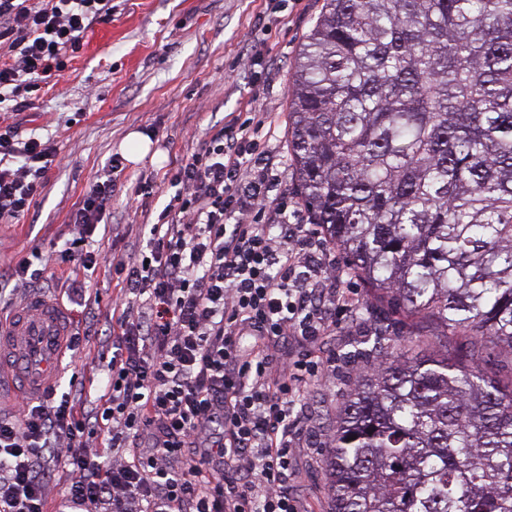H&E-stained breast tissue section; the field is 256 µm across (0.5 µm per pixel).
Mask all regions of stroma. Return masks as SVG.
I'll use <instances>...</instances> for the list:
<instances>
[{
  "mask_svg": "<svg viewBox=\"0 0 512 512\" xmlns=\"http://www.w3.org/2000/svg\"><path fill=\"white\" fill-rule=\"evenodd\" d=\"M322 7L323 0H112L111 19L84 33L81 50L66 55L60 75L32 92V107L0 112V124L17 127L21 137L51 141L57 150L29 211L0 222L1 283L20 256L42 255L36 286L1 290L0 311L14 313L33 296L64 299L72 326L90 342L60 375L59 392L68 391L71 376L98 377L100 355L112 348L120 274L109 267L84 270L58 252L73 213L110 159L121 155L129 132L147 136L159 156L126 164L94 235L101 252L129 255L131 241L143 237L169 201L154 195L131 209L127 192L169 181L176 161L204 149L232 114L264 120L260 135L278 179L275 191L288 200L289 223H306L293 189L288 103L294 62ZM75 283L84 297L69 296ZM333 285L353 305L337 310L332 335L309 346L324 367L302 406L304 434L294 451L299 478L291 491L304 512H329L322 460L336 410L349 378L370 363L357 353L360 341L389 311L350 273L344 257L335 259Z\"/></svg>",
  "mask_w": 512,
  "mask_h": 512,
  "instance_id": "stroma-1",
  "label": "stroma"
}]
</instances>
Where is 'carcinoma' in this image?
I'll use <instances>...</instances> for the list:
<instances>
[{
    "mask_svg": "<svg viewBox=\"0 0 512 512\" xmlns=\"http://www.w3.org/2000/svg\"><path fill=\"white\" fill-rule=\"evenodd\" d=\"M288 135L309 223L418 323L363 349L330 512H512V379L480 366L512 358V0H325ZM481 363L482 369L490 376L507 381L512 376L510 359L495 350H487Z\"/></svg>",
    "mask_w": 512,
    "mask_h": 512,
    "instance_id": "1",
    "label": "carcinoma"
}]
</instances>
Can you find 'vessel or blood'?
Instances as JSON below:
<instances>
[{
  "label": "vessel or blood",
  "mask_w": 512,
  "mask_h": 512,
  "mask_svg": "<svg viewBox=\"0 0 512 512\" xmlns=\"http://www.w3.org/2000/svg\"><path fill=\"white\" fill-rule=\"evenodd\" d=\"M10 332L0 331V357L14 362L23 389L40 393L56 374V349L67 321L52 302L34 298L19 310Z\"/></svg>",
  "instance_id": "vessel-or-blood-1"
}]
</instances>
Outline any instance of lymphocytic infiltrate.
Listing matches in <instances>:
<instances>
[{
	"instance_id": "1",
	"label": "lymphocytic infiltrate",
	"mask_w": 512,
	"mask_h": 512,
	"mask_svg": "<svg viewBox=\"0 0 512 512\" xmlns=\"http://www.w3.org/2000/svg\"><path fill=\"white\" fill-rule=\"evenodd\" d=\"M111 16L112 0H0V41L10 49L0 60V104L29 108L39 81L59 74L83 33ZM55 157L51 142L0 132L1 221L29 211ZM111 171L87 193L60 252L87 270L112 263L122 275L108 381L94 408H81L86 388L76 382L64 395L49 387L23 396L20 421L0 418V512H48L59 467L74 512H300L290 493L302 432L296 405L321 365L305 351L277 367L271 350L316 341L346 302L325 288L331 269L318 226L289 223L287 202L269 195L275 177L256 126L233 118L176 165V192L138 260H109L93 235L120 159ZM255 213L266 223L252 221ZM213 423L220 436L202 444ZM186 451L188 469L169 468Z\"/></svg>"
}]
</instances>
